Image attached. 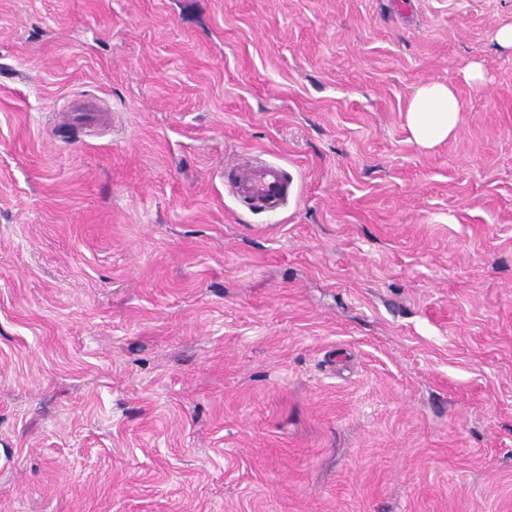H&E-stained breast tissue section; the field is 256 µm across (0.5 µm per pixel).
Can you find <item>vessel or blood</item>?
Returning a JSON list of instances; mask_svg holds the SVG:
<instances>
[{
  "instance_id": "1",
  "label": "vessel or blood",
  "mask_w": 512,
  "mask_h": 512,
  "mask_svg": "<svg viewBox=\"0 0 512 512\" xmlns=\"http://www.w3.org/2000/svg\"><path fill=\"white\" fill-rule=\"evenodd\" d=\"M58 119L63 123L94 124L99 122L100 115L96 106L84 104L68 107ZM229 184L239 201L268 209L284 205L293 192L292 183L281 165L253 159L248 153L241 154L232 165Z\"/></svg>"
}]
</instances>
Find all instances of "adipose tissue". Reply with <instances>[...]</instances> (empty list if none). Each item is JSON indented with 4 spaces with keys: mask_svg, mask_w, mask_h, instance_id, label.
Segmentation results:
<instances>
[{
    "mask_svg": "<svg viewBox=\"0 0 512 512\" xmlns=\"http://www.w3.org/2000/svg\"><path fill=\"white\" fill-rule=\"evenodd\" d=\"M460 102L453 85L431 82L417 89L406 111L414 140L430 147L448 139L460 119Z\"/></svg>",
    "mask_w": 512,
    "mask_h": 512,
    "instance_id": "obj_1",
    "label": "adipose tissue"
}]
</instances>
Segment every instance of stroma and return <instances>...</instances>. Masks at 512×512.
I'll list each match as a JSON object with an SVG mask.
<instances>
[{
	"label": "stroma",
	"instance_id": "35a3bbf8",
	"mask_svg": "<svg viewBox=\"0 0 512 512\" xmlns=\"http://www.w3.org/2000/svg\"><path fill=\"white\" fill-rule=\"evenodd\" d=\"M508 24L0 0V512H512ZM429 82L461 112L425 148ZM242 152L285 207L235 200ZM460 102L453 85L431 82L417 89L406 111L414 140L431 147L448 139L460 119ZM98 112L101 111L92 104L70 106L59 113L58 119L61 123L79 121L87 124H94L98 123L101 119Z\"/></svg>",
	"mask_w": 512,
	"mask_h": 512
}]
</instances>
